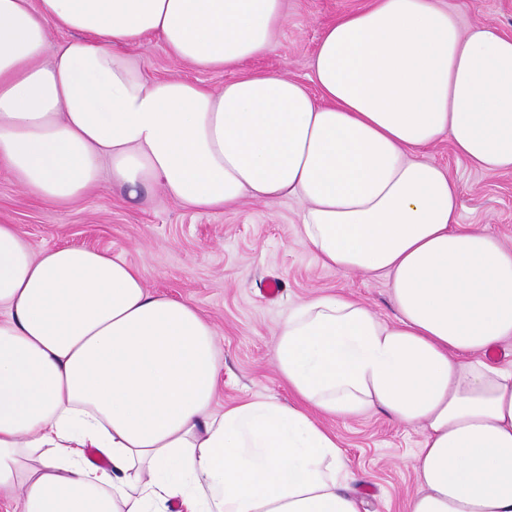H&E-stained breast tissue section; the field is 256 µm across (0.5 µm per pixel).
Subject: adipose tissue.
<instances>
[{
	"label": "adipose tissue",
	"instance_id": "ef3b65f1",
	"mask_svg": "<svg viewBox=\"0 0 512 512\" xmlns=\"http://www.w3.org/2000/svg\"><path fill=\"white\" fill-rule=\"evenodd\" d=\"M288 0H0V166L51 205L101 180L204 213L302 201L297 240L395 310L321 293L274 358L290 393L218 409L216 331L107 250L34 251L0 224V501L14 512H365L324 419L418 429L408 512H512V246L460 221L427 150L512 172V37L447 0H371L306 80L249 72ZM72 39L55 53L53 31ZM149 35L215 91L152 79Z\"/></svg>",
	"mask_w": 512,
	"mask_h": 512
}]
</instances>
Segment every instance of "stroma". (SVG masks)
<instances>
[{
    "instance_id": "35a3bbf8",
    "label": "stroma",
    "mask_w": 512,
    "mask_h": 512,
    "mask_svg": "<svg viewBox=\"0 0 512 512\" xmlns=\"http://www.w3.org/2000/svg\"><path fill=\"white\" fill-rule=\"evenodd\" d=\"M364 2L289 0L287 26L265 52L247 62V69L306 79L323 28ZM448 4L463 27L484 25L512 36V0ZM130 54L156 77L200 80L215 90L232 78L224 71L195 70L154 38ZM428 157L456 181L462 223L491 225L512 246V172L481 171L445 141L434 145ZM301 209L294 199L249 200L234 211L199 213L159 190L144 203L104 185L58 209L0 172V224L16 225L34 250L76 246L122 254L141 270L149 288L191 303L215 325L222 362L216 402L221 406L255 395L287 398L273 363V334L293 304L323 292H345L382 319L394 315L384 279L343 277L297 243ZM333 429L369 512H407L420 433L381 413L337 422Z\"/></svg>"
}]
</instances>
